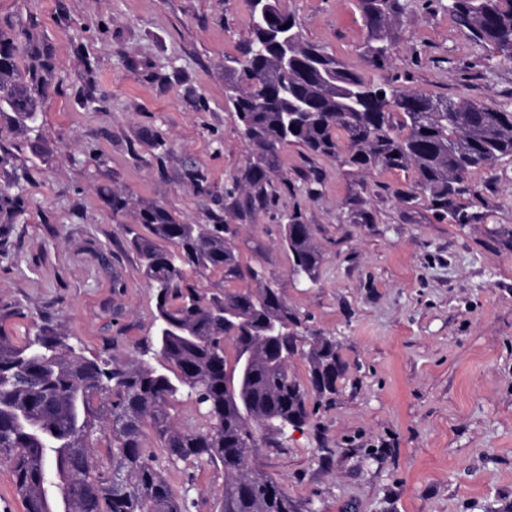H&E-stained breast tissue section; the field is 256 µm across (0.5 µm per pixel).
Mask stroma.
<instances>
[{
	"instance_id": "35a3bbf8",
	"label": "stroma",
	"mask_w": 512,
	"mask_h": 512,
	"mask_svg": "<svg viewBox=\"0 0 512 512\" xmlns=\"http://www.w3.org/2000/svg\"><path fill=\"white\" fill-rule=\"evenodd\" d=\"M411 3L378 68L359 0H279L306 41L372 83L512 109V62L441 0ZM21 28L51 48L54 78L31 131L0 116V185L16 181L24 200L0 226V308L15 311L1 327L23 337L49 323L91 352L144 358L155 300L125 226L142 204L186 224L221 212L242 264L277 279L302 334L333 339L345 364L309 424L256 458L296 512H512V158L470 174L444 213L406 201L410 172L353 173L288 144L273 204L242 215L233 180L250 149L224 72L251 39L247 0H0V30ZM114 194L130 201L122 213ZM356 195L370 223L350 219ZM293 215L323 253L317 280L291 276L279 245ZM191 473L169 474L173 490L216 512L223 469Z\"/></svg>"
}]
</instances>
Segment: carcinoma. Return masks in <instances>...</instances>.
I'll list each match as a JSON object with an SVG mask.
<instances>
[{
	"label": "carcinoma",
	"mask_w": 512,
	"mask_h": 512,
	"mask_svg": "<svg viewBox=\"0 0 512 512\" xmlns=\"http://www.w3.org/2000/svg\"><path fill=\"white\" fill-rule=\"evenodd\" d=\"M409 0H360L370 61L380 66L394 50L392 23ZM269 27L290 24L297 62L276 64L266 30L249 14V46L226 73L231 104L253 153L241 172L248 212L268 205L281 146L297 143L314 155L334 156L345 146L351 172L412 171L414 191L438 210L453 209L467 178L492 161L512 157V111L393 85L373 84L347 69L325 48L304 41L295 17L272 0ZM476 41L512 60V0H447ZM26 56L27 74L18 67ZM327 71L330 82L311 77ZM52 81L48 48L25 32L0 30V100L16 128L34 123L37 93ZM282 85L311 100L310 111L288 112ZM362 101L350 112L346 98ZM21 214L20 198L0 187V224ZM139 229L126 228L129 246L154 290L151 346L160 359L88 354L45 325L19 342L0 328V460L10 465L24 512H189L167 477L170 468L206 461L224 469L218 512H295L281 483L251 465L258 450L279 446L292 425L303 426L343 377L334 341L301 336L298 318L281 288L263 269L242 268L224 224H184L165 207L137 210ZM292 273L314 281L323 254L308 224L281 230ZM223 274L227 288L209 294L188 282L187 271ZM256 288H230L245 277ZM233 355H228V346ZM306 361V379L290 366ZM192 399L201 424H178L171 414L182 396ZM108 430L107 465L94 457ZM152 432L161 454L145 446Z\"/></svg>",
	"instance_id": "carcinoma-1"
}]
</instances>
